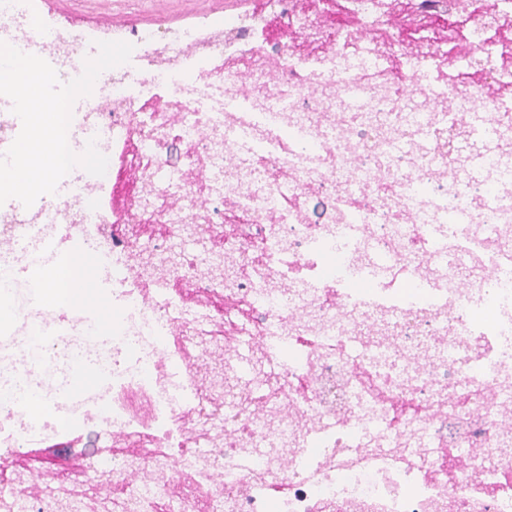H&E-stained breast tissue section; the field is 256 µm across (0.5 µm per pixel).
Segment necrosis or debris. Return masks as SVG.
I'll list each match as a JSON object with an SVG mask.
<instances>
[{
    "mask_svg": "<svg viewBox=\"0 0 512 512\" xmlns=\"http://www.w3.org/2000/svg\"><path fill=\"white\" fill-rule=\"evenodd\" d=\"M510 26L512 0H269L183 54L123 33L149 68L102 72L68 130H106L105 175L0 205V348L38 327L51 366L1 359L0 387L25 369L65 416L0 397V512H512ZM25 235L96 258L109 334L33 300ZM76 352L109 372L71 413ZM89 426L85 467L20 465Z\"/></svg>",
    "mask_w": 512,
    "mask_h": 512,
    "instance_id": "1",
    "label": "necrosis or debris"
}]
</instances>
